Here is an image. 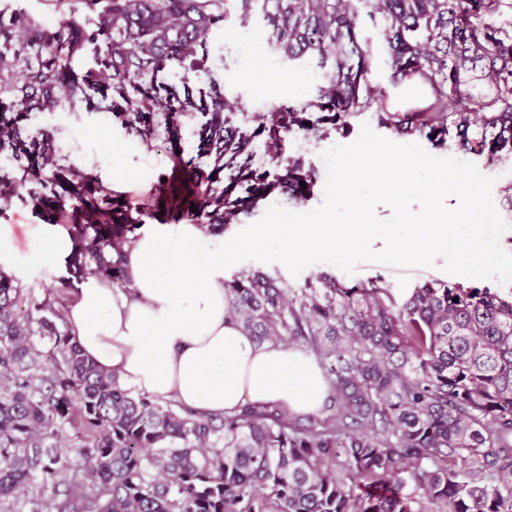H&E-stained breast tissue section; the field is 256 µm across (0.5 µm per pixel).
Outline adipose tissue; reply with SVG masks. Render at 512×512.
<instances>
[{
	"instance_id": "ef3b65f1",
	"label": "adipose tissue",
	"mask_w": 512,
	"mask_h": 512,
	"mask_svg": "<svg viewBox=\"0 0 512 512\" xmlns=\"http://www.w3.org/2000/svg\"><path fill=\"white\" fill-rule=\"evenodd\" d=\"M195 224H156L129 247V288L85 278L64 322L99 368L155 399L201 413L282 403L306 414L327 392L320 369L299 349L258 344L226 312L224 255L193 263Z\"/></svg>"
}]
</instances>
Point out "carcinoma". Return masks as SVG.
Masks as SVG:
<instances>
[{
	"mask_svg": "<svg viewBox=\"0 0 512 512\" xmlns=\"http://www.w3.org/2000/svg\"><path fill=\"white\" fill-rule=\"evenodd\" d=\"M228 0H57L54 28L23 10L0 13V196L41 181L75 224L73 277L130 287L108 191L54 165L43 133L22 141L28 112L66 101L118 113L144 141L198 112L212 176L188 220L210 232L278 186L304 195L315 169L281 157L302 117L340 125L376 109L379 123L431 140L455 130L472 154H512V0H262L270 45L290 64L325 70L316 95L248 133L215 83L179 94L171 72L207 73V37ZM390 82L430 86L433 100L393 110L371 90L374 46ZM267 134L269 181L250 169ZM227 313L257 343L293 344L323 372L327 395L305 423L272 403L202 415L151 399L101 370L71 339L49 298L0 275V512H512V295L427 281L396 298L381 280L323 277L289 288L263 271L224 282ZM344 463L336 467V458Z\"/></svg>",
	"mask_w": 512,
	"mask_h": 512,
	"instance_id": "cac0c4a2",
	"label": "carcinoma"
}]
</instances>
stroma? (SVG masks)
Instances as JSON below:
<instances>
[{
	"mask_svg": "<svg viewBox=\"0 0 512 512\" xmlns=\"http://www.w3.org/2000/svg\"><path fill=\"white\" fill-rule=\"evenodd\" d=\"M231 15L223 29L210 34L208 73L198 79L184 81L182 74L172 73L166 78L174 89L184 84L205 87L209 82L220 85L229 104L235 106L234 123L244 129H254L255 116H263L266 122H274L281 106L297 104L313 98L320 82V71L313 64L290 66L282 63L268 47V32L262 20L240 25L235 17L238 6L230 0ZM256 34L258 45L251 57H243L235 48L234 37L243 31ZM201 115L183 118L180 141H171L166 134H158L150 142H143L134 132L123 125L121 118L112 112H90L78 103L52 112L29 113L20 124L22 137L42 132L54 140L60 164L80 171L123 198L126 223L140 222L146 225L170 223L173 214L187 211L195 200L193 181L185 170L193 165L211 171L208 158L199 156L198 131ZM369 125L378 135L391 141L408 144L411 136L401 135L378 123L374 113L364 112L350 118L346 129H329L323 135L298 132L288 135L283 150L285 155L301 159L314 166V185L305 199L295 200L288 191L275 189L267 193L248 212L240 214L225 228L203 234L202 241L218 246L232 238L244 227L258 221L271 205H279L289 211L303 213L320 206L324 200V184L327 172L319 166L320 153L330 144L344 145L354 142L362 125ZM419 145L431 155L440 158H466L485 176L494 180L492 199L502 218L511 225L499 238L500 248L512 254V206L502 197L504 187L512 185V155L503 154L495 160L474 154L463 155L454 135H447L444 143H434L419 138ZM121 168L126 178L117 180L113 169ZM36 183H26L18 194L0 198V224L6 232L0 236V252L12 259L13 277L33 288L37 298L51 297L57 309H65L76 291L63 287L70 276L69 269L53 270L41 262L43 212L52 208L50 198H43L41 206H34L31 197L40 192ZM443 258H435L429 267H397L373 262H363L353 273H345L329 263H316L299 275H292L281 263H264L245 260L224 271L225 279L244 270H261L277 277L293 288L321 276H333L346 285L364 284L382 278L393 293L403 296L426 281L439 279L451 284L488 288L501 294L512 292L511 284L495 279L473 280L451 275L443 270Z\"/></svg>",
	"mask_w": 512,
	"mask_h": 512,
	"instance_id": "1",
	"label": "stroma"
}]
</instances>
